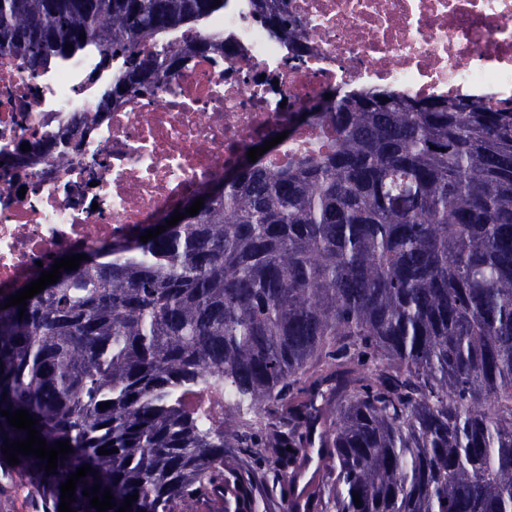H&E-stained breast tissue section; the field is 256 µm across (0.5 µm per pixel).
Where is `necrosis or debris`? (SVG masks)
Wrapping results in <instances>:
<instances>
[{
	"instance_id": "4bbe7bcc",
	"label": "necrosis or debris",
	"mask_w": 512,
	"mask_h": 512,
	"mask_svg": "<svg viewBox=\"0 0 512 512\" xmlns=\"http://www.w3.org/2000/svg\"><path fill=\"white\" fill-rule=\"evenodd\" d=\"M307 51L291 59L252 0L216 25L224 52L189 61L171 80L132 93L73 135L65 122L96 100L98 53L29 76L0 56V289L38 264L88 250L160 218L223 178L252 140L276 136L325 88L383 86L410 96L474 95L512 103V0H288ZM54 146L9 162L31 138ZM66 163H59L57 155Z\"/></svg>"
}]
</instances>
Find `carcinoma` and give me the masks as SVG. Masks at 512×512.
<instances>
[{"instance_id":"cac0c4a2","label":"carcinoma","mask_w":512,"mask_h":512,"mask_svg":"<svg viewBox=\"0 0 512 512\" xmlns=\"http://www.w3.org/2000/svg\"><path fill=\"white\" fill-rule=\"evenodd\" d=\"M214 2L0 0V55L33 77L93 49L122 58L77 129L224 51L211 30L145 51L224 14ZM254 6L304 50L288 0ZM331 95L309 119L333 124L328 150L238 167L196 215L193 195L85 252L21 319L5 307L17 290L0 292V411H28L47 445L72 448L55 474L32 455L13 466L49 512L85 464L73 512H98L82 494L96 483L108 512L134 494L129 512L206 499L255 512L270 474L290 488L279 512H512V109L385 87ZM29 146L18 164L50 148ZM212 386L233 393L235 417L206 425L191 397ZM26 438L0 416V458ZM310 448L321 479L296 493Z\"/></svg>"}]
</instances>
